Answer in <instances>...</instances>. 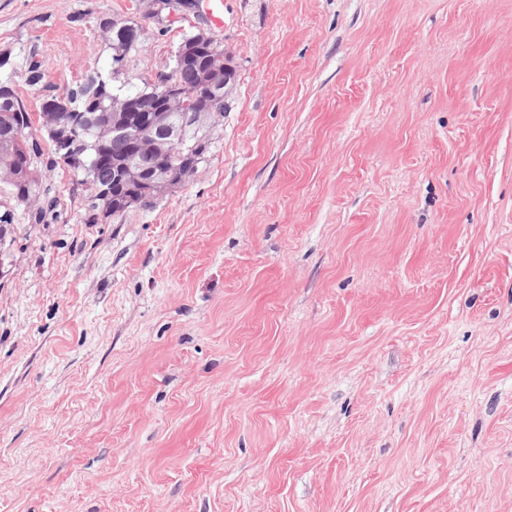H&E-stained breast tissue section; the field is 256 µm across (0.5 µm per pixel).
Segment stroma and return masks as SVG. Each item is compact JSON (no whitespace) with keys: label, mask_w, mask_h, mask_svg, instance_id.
Masks as SVG:
<instances>
[{"label":"stroma","mask_w":512,"mask_h":512,"mask_svg":"<svg viewBox=\"0 0 512 512\" xmlns=\"http://www.w3.org/2000/svg\"><path fill=\"white\" fill-rule=\"evenodd\" d=\"M0 0L56 92L183 33L236 83L99 224L54 163L0 258V512H512V0ZM140 36L122 69L103 20ZM195 9L197 8L198 0H156L155 4L157 8L154 11V17L156 21L160 24L164 22H172L174 19L187 17V14L183 12V10L191 8L194 4Z\"/></svg>","instance_id":"35a3bbf8"}]
</instances>
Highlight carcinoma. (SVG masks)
<instances>
[{"label": "carcinoma", "instance_id": "cac0c4a2", "mask_svg": "<svg viewBox=\"0 0 512 512\" xmlns=\"http://www.w3.org/2000/svg\"><path fill=\"white\" fill-rule=\"evenodd\" d=\"M100 37L112 49V59L123 61L139 36V27L100 22ZM199 34L183 36L174 51L172 64L142 88L116 86L101 76L76 83L63 99L43 96L40 103L42 128L52 151L66 167L81 177L89 191L88 222L96 224L119 217L133 209L153 206L169 192L162 177L177 173L178 183L193 176L211 149V139L196 128L182 130V113L171 109L164 90H183L188 110L224 116L226 96L214 97L207 89L208 76L224 71V45L213 38L205 45ZM15 69H0V224H16L24 212L30 224H43L53 213L57 199L44 186L46 173L39 167L42 146L31 132L32 115L14 81ZM44 79L43 62L32 56L25 64V84L37 89ZM147 118L143 128L158 140L157 151L142 156L134 139L123 134L98 143L86 117L122 123L124 113ZM183 133L185 142L166 147L164 126ZM109 187L107 197L100 189Z\"/></svg>", "mask_w": 512, "mask_h": 512}]
</instances>
